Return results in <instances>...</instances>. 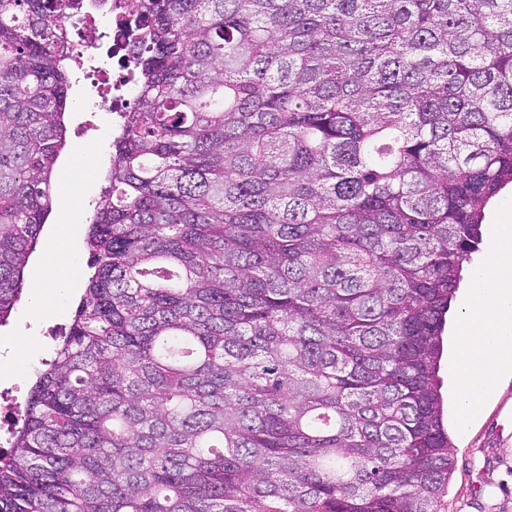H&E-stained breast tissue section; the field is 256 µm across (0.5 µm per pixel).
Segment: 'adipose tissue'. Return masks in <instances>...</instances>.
Masks as SVG:
<instances>
[{
    "instance_id": "obj_1",
    "label": "adipose tissue",
    "mask_w": 512,
    "mask_h": 512,
    "mask_svg": "<svg viewBox=\"0 0 512 512\" xmlns=\"http://www.w3.org/2000/svg\"><path fill=\"white\" fill-rule=\"evenodd\" d=\"M491 233V252L469 271L472 292L448 344L452 399L464 434L495 397L500 383L512 377V225H494ZM67 284L53 265L39 266L25 297L32 317H42Z\"/></svg>"
}]
</instances>
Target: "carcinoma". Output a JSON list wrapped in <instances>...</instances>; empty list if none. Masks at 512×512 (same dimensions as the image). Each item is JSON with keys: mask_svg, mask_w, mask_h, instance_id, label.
Wrapping results in <instances>:
<instances>
[{"mask_svg": "<svg viewBox=\"0 0 512 512\" xmlns=\"http://www.w3.org/2000/svg\"><path fill=\"white\" fill-rule=\"evenodd\" d=\"M140 32L0 512H442L439 377L512 184V0H120ZM80 0H0V326L57 204Z\"/></svg>", "mask_w": 512, "mask_h": 512, "instance_id": "obj_1", "label": "carcinoma"}]
</instances>
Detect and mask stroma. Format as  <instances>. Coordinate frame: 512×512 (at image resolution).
<instances>
[{"label":"stroma","mask_w":512,"mask_h":512,"mask_svg":"<svg viewBox=\"0 0 512 512\" xmlns=\"http://www.w3.org/2000/svg\"><path fill=\"white\" fill-rule=\"evenodd\" d=\"M66 111L69 151L91 146L103 161L112 157V121L90 113L81 83H72ZM85 232L60 239L59 271H73L69 290L45 314L43 330L30 344L16 351L13 361L27 377H34L43 362L54 355L57 338L69 327L76 299L82 293L89 252ZM448 432L454 445L456 471L448 485L443 512H512V381L482 413L468 436H461L456 418H449Z\"/></svg>","instance_id":"35a3bbf8"}]
</instances>
